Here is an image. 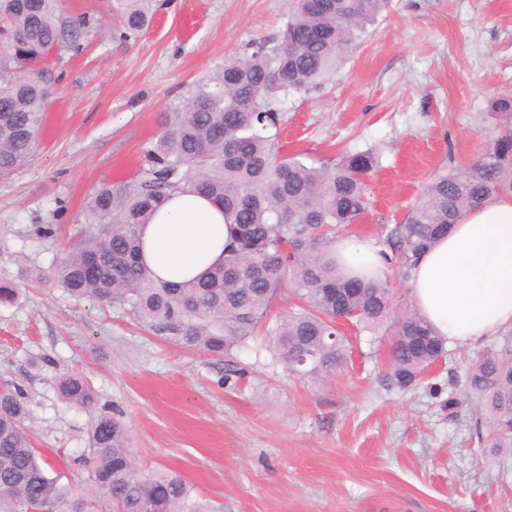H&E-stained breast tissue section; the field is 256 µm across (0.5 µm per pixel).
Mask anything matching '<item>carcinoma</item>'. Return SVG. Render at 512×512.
I'll return each mask as SVG.
<instances>
[{"mask_svg":"<svg viewBox=\"0 0 512 512\" xmlns=\"http://www.w3.org/2000/svg\"><path fill=\"white\" fill-rule=\"evenodd\" d=\"M126 34L153 19V0H117ZM388 0H295L271 42L193 84L162 115L163 131L130 180L101 184L85 226L49 272L69 294L126 305L153 331L185 349L221 357L268 323L289 281L295 308L268 329L288 371L318 378L346 361L341 325L377 334L393 329L389 384L410 390L445 353L411 300L394 303L388 281L343 276L331 246L336 227L368 211V180L379 167L372 150L347 152L315 166L278 144L279 94L322 87L357 48ZM90 20H65L60 0H0V178L29 164L39 148L48 87L33 68L59 47L81 49ZM191 187L224 209L235 225L224 261L198 279L158 282L141 259L140 231L175 191ZM512 191V128L500 130L476 161L435 177L404 221L379 238L388 270L409 278L417 256L448 232L463 212ZM467 389L481 400L491 446L512 449V336L498 353L476 357ZM60 398L95 411L92 458L84 494L70 512H210L191 499L175 471L137 468L119 414L99 406L88 380L67 373ZM28 409L19 389L0 391V499L16 512H59L69 490L47 475L24 430Z\"/></svg>","mask_w":512,"mask_h":512,"instance_id":"carcinoma-1","label":"carcinoma"}]
</instances>
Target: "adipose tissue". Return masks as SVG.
I'll return each mask as SVG.
<instances>
[{"label":"adipose tissue","instance_id":"ef3b65f1","mask_svg":"<svg viewBox=\"0 0 512 512\" xmlns=\"http://www.w3.org/2000/svg\"><path fill=\"white\" fill-rule=\"evenodd\" d=\"M231 236L222 208L178 191L143 226L141 256L154 279L179 283L219 264ZM334 252L352 276L383 268L370 240L340 239ZM409 284L421 313L448 342L475 344L512 328V193L465 212L420 257Z\"/></svg>","mask_w":512,"mask_h":512}]
</instances>
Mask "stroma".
<instances>
[{"label": "stroma", "mask_w": 512, "mask_h": 512, "mask_svg": "<svg viewBox=\"0 0 512 512\" xmlns=\"http://www.w3.org/2000/svg\"><path fill=\"white\" fill-rule=\"evenodd\" d=\"M123 38L113 0H62L89 16L82 50L41 68L52 96L28 166L0 180V389L20 388L49 476L82 491L91 412L62 401L72 371L123 414L143 470L168 468L211 512H512V456L491 451L467 396L472 359L497 336L451 344L411 392L389 388V335L344 331L350 357L322 381L289 376L265 336L231 355L182 349L128 309L70 297L46 276L102 183L136 175L161 115L254 42L279 35L291 0H155ZM512 0H389L319 89L280 96L278 141L307 160L377 149L370 205L337 237L378 240L427 183L475 161L512 115ZM52 227L53 235L41 230Z\"/></svg>", "instance_id": "stroma-1"}]
</instances>
